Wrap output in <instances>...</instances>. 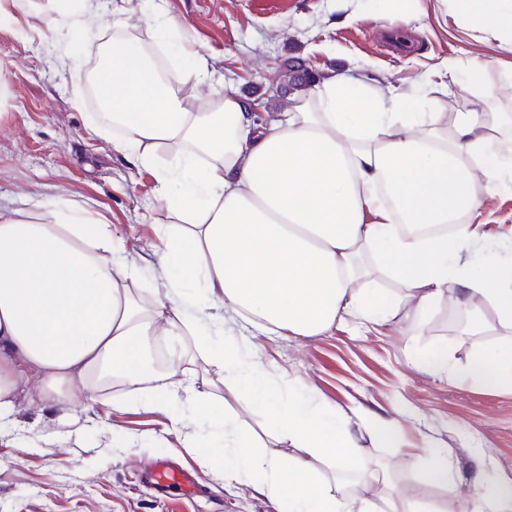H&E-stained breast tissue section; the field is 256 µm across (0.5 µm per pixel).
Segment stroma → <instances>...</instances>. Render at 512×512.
Masks as SVG:
<instances>
[{
    "instance_id": "1",
    "label": "stroma",
    "mask_w": 512,
    "mask_h": 512,
    "mask_svg": "<svg viewBox=\"0 0 512 512\" xmlns=\"http://www.w3.org/2000/svg\"><path fill=\"white\" fill-rule=\"evenodd\" d=\"M51 9V0H27L20 16L25 36L0 28V208L28 211L42 193L85 204L112 224L129 260L141 265L138 287L164 289L156 275L158 227L174 218L155 201L152 174L91 133L90 101L73 102L113 30L93 27L89 40L68 45L70 59L60 65L56 49L42 39ZM404 9L413 15L406 24L390 21L388 0H167L169 17L184 26L209 68L233 91L259 95L258 112L267 119L290 108L292 93L281 75L292 57L316 73L348 72L402 88L450 61L456 81L448 94L430 91L411 100L410 111L512 105V53L482 27L453 17L449 0H406ZM475 64L494 75L496 98L467 82L465 72ZM478 219L485 237L471 256L477 270L487 254L505 249L501 234L512 225V192L493 194ZM357 286L401 299L402 315L376 331L342 323L319 336L285 337L254 329L242 341L278 381L305 386L345 412L359 446L397 474V493L458 512L474 482L490 490L511 481L512 393L433 376L418 359L441 347L460 368L476 351L512 339V331L490 309L482 331L466 330L454 285L425 326L412 328L404 316L406 290L378 260ZM182 343L184 357L170 375L194 379L260 436L268 453L287 455L288 442L267 437L264 412L209 363L204 337ZM149 396L101 388L71 403L22 398L14 415L0 420V512H275L251 486L225 485L224 436L210 429L213 411H150ZM369 414L398 416L404 447L371 446L363 432ZM196 432L199 447L185 448ZM430 441L448 451V490L425 483L419 450ZM159 458L189 470L199 494L151 487L144 473Z\"/></svg>"
}]
</instances>
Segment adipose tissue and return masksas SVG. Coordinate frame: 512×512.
Returning a JSON list of instances; mask_svg holds the SVG:
<instances>
[{"instance_id": "adipose-tissue-1", "label": "adipose tissue", "mask_w": 512, "mask_h": 512, "mask_svg": "<svg viewBox=\"0 0 512 512\" xmlns=\"http://www.w3.org/2000/svg\"><path fill=\"white\" fill-rule=\"evenodd\" d=\"M102 2L53 0L49 39L87 35ZM451 2L512 50V0ZM126 13L112 10L103 48L109 100L94 131L153 171L158 197L178 217L160 229V268L177 295L133 294L138 268L111 225L78 203L46 198L35 220L0 210V418L27 387L63 401L103 383L136 390L151 381L156 409L182 398L207 405L208 394L154 381L149 367L159 337L196 333L212 365L291 446L288 456L269 454L225 416L234 446L227 480L252 485L278 512H416L388 496L377 503L350 494L348 474L386 489L393 476L381 467L349 471L362 450L348 416L313 392L282 389L225 323L233 316L281 336L321 334L349 318L384 326L398 300L354 288L379 256L407 286L414 325L428 321L453 283L468 329L488 308L512 329V257L488 256L478 276L467 260L483 237L471 213L512 183L505 111L408 112L406 92L347 73L322 76L267 126L254 120L253 103L227 89L212 91L201 110L192 92L208 73L198 52L184 51L181 79L169 78L129 33ZM422 364L512 392V343L479 350L461 369L441 352ZM319 459L335 462L332 476L316 468Z\"/></svg>"}]
</instances>
